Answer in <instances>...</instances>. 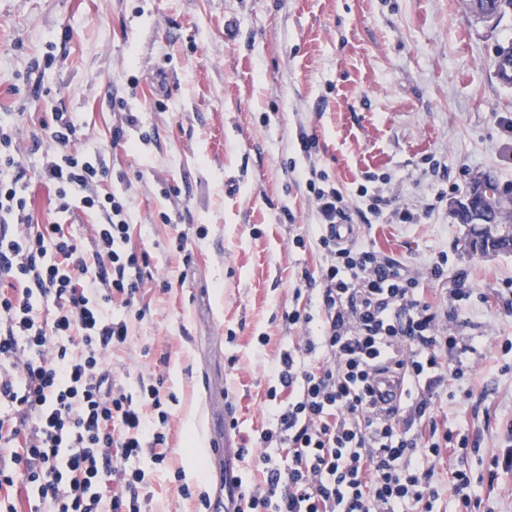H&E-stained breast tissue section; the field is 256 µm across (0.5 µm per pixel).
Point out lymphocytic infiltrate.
Instances as JSON below:
<instances>
[{"mask_svg":"<svg viewBox=\"0 0 512 512\" xmlns=\"http://www.w3.org/2000/svg\"><path fill=\"white\" fill-rule=\"evenodd\" d=\"M81 126L80 113H54L46 131L56 148L37 177L55 213L98 216L89 248L38 221L0 116V512H144L146 472L135 462L168 460L159 385L135 395L107 368L130 336L149 257L127 247L126 201L99 190L102 152L74 148ZM316 200L323 288L317 306L284 317L317 333L270 368L265 451L238 450L263 481L241 486L235 512H434L437 464L449 449L478 446L440 418L449 381L471 371L448 365L465 346L440 330V310L397 259L339 240L336 225L349 218L341 193L321 189ZM115 302L123 316L109 314Z\"/></svg>","mask_w":512,"mask_h":512,"instance_id":"lymphocytic-infiltrate-1","label":"lymphocytic infiltrate"}]
</instances>
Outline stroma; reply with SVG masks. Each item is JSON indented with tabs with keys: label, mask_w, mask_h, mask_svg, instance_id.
<instances>
[{
	"label": "stroma",
	"mask_w": 512,
	"mask_h": 512,
	"mask_svg": "<svg viewBox=\"0 0 512 512\" xmlns=\"http://www.w3.org/2000/svg\"><path fill=\"white\" fill-rule=\"evenodd\" d=\"M510 39L511 13L491 29L469 0H0V110L39 220L52 217L34 176L53 148L41 122L79 112L75 145L107 146L105 186L128 202L130 248L150 256L143 316L108 361L128 391L159 378L167 396L168 467L139 462L152 471L148 512H224L225 470L262 479L216 463L209 427L235 449L270 423L268 368L304 334L283 314L322 286L312 168L343 194L358 240L448 308L471 368L448 386V427L480 438L466 460L477 512H512V470L490 472L512 447V352L500 347L512 339V252L472 253L455 216L483 175L512 189V88L493 71ZM368 192L389 200L370 229ZM442 253L447 269L431 278ZM462 286L469 299L451 303Z\"/></svg>",
	"instance_id": "obj_1"
}]
</instances>
